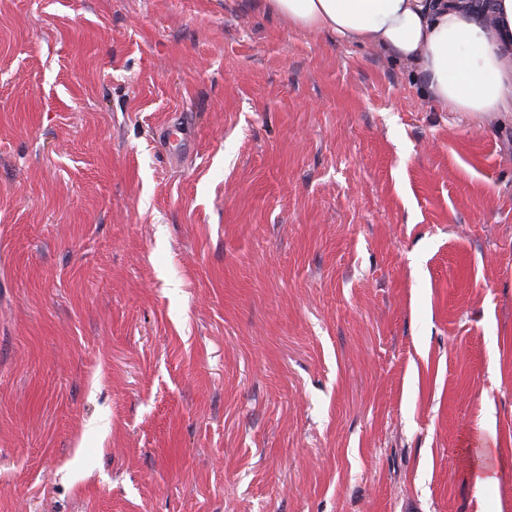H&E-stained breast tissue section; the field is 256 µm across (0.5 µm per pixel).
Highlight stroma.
<instances>
[{"instance_id": "1", "label": "stroma", "mask_w": 512, "mask_h": 512, "mask_svg": "<svg viewBox=\"0 0 512 512\" xmlns=\"http://www.w3.org/2000/svg\"><path fill=\"white\" fill-rule=\"evenodd\" d=\"M512 118L262 0H0V512H512ZM479 447L482 448H464V452L471 457V476L478 486L494 485L498 482L500 468L496 448H485L487 446L482 443Z\"/></svg>"}]
</instances>
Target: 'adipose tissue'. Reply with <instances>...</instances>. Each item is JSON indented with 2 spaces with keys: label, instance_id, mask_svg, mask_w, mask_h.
<instances>
[{
  "label": "adipose tissue",
  "instance_id": "obj_1",
  "mask_svg": "<svg viewBox=\"0 0 512 512\" xmlns=\"http://www.w3.org/2000/svg\"><path fill=\"white\" fill-rule=\"evenodd\" d=\"M299 31L409 66L428 98L484 122L512 115V0H264Z\"/></svg>",
  "mask_w": 512,
  "mask_h": 512
}]
</instances>
